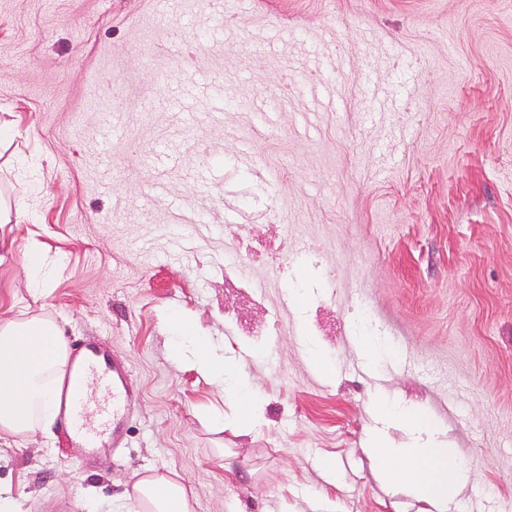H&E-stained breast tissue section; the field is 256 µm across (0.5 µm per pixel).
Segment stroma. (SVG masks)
<instances>
[{
	"mask_svg": "<svg viewBox=\"0 0 512 512\" xmlns=\"http://www.w3.org/2000/svg\"><path fill=\"white\" fill-rule=\"evenodd\" d=\"M2 120L0 187L31 208L0 226V318H56L138 392L110 460L58 425L0 433L26 512H135L152 473L194 512H423L366 454L376 429L410 438L380 425L385 401L459 450L447 512L512 506V0H0ZM249 139L277 188L242 164ZM176 202L213 234L175 242ZM32 238L55 271L38 298ZM179 310L239 363L261 421L172 359ZM363 311L397 355L366 356Z\"/></svg>",
	"mask_w": 512,
	"mask_h": 512,
	"instance_id": "35a3bbf8",
	"label": "stroma"
}]
</instances>
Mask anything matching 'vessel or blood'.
<instances>
[{
	"label": "vessel or blood",
	"mask_w": 512,
	"mask_h": 512,
	"mask_svg": "<svg viewBox=\"0 0 512 512\" xmlns=\"http://www.w3.org/2000/svg\"><path fill=\"white\" fill-rule=\"evenodd\" d=\"M171 222L175 225L192 226L196 232H210L204 214L179 207L172 211ZM73 360L78 370L73 379L65 380L56 394L60 404L59 418L68 433L77 436L84 447H104L118 452L126 444L127 420L136 396L129 369L121 359H107L95 346L79 344L72 346ZM92 374L97 385L108 392L109 402L102 409V418L110 419L109 428L103 429L89 422L86 405L85 374Z\"/></svg>",
	"instance_id": "b4317fda"
}]
</instances>
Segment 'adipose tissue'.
I'll return each instance as SVG.
<instances>
[{
  "instance_id": "obj_1",
  "label": "adipose tissue",
  "mask_w": 512,
  "mask_h": 512,
  "mask_svg": "<svg viewBox=\"0 0 512 512\" xmlns=\"http://www.w3.org/2000/svg\"><path fill=\"white\" fill-rule=\"evenodd\" d=\"M170 328L180 341L173 357L190 358L203 377L235 394L250 419L261 420L263 409L243 390L238 364L204 343L195 320L176 313ZM69 366L56 320L41 314L1 320L0 432L23 438L55 421L51 394ZM378 412L383 419L403 423L413 436L412 442L401 445L383 433L372 437L367 454L380 476L436 507L457 501L466 477L459 452L438 441L434 426L416 409L383 403ZM133 499L146 512H193L184 486L163 475L140 477L133 486Z\"/></svg>"
}]
</instances>
